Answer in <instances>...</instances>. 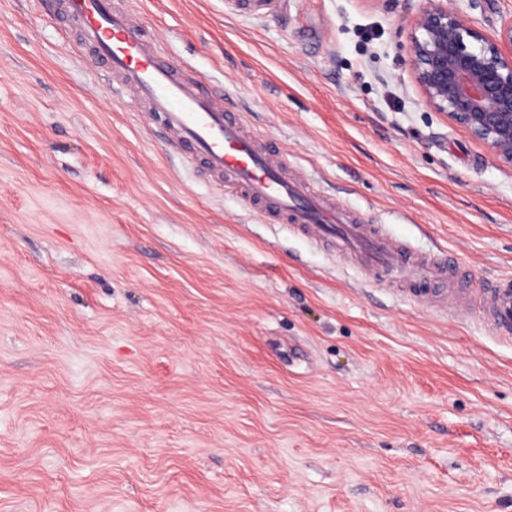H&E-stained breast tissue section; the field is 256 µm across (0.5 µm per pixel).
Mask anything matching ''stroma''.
Listing matches in <instances>:
<instances>
[{
  "label": "stroma",
  "instance_id": "stroma-1",
  "mask_svg": "<svg viewBox=\"0 0 512 512\" xmlns=\"http://www.w3.org/2000/svg\"><path fill=\"white\" fill-rule=\"evenodd\" d=\"M426 0H133L361 223L512 277V169L428 107ZM485 37L512 0H448ZM0 0V512H512V342L267 223Z\"/></svg>",
  "mask_w": 512,
  "mask_h": 512
}]
</instances>
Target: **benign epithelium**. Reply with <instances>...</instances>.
I'll use <instances>...</instances> for the list:
<instances>
[{
  "label": "benign epithelium",
  "mask_w": 512,
  "mask_h": 512,
  "mask_svg": "<svg viewBox=\"0 0 512 512\" xmlns=\"http://www.w3.org/2000/svg\"><path fill=\"white\" fill-rule=\"evenodd\" d=\"M409 41L426 105L512 168V21L490 40L448 0H428L411 24Z\"/></svg>",
  "instance_id": "obj_1"
}]
</instances>
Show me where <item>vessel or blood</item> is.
I'll use <instances>...</instances> for the list:
<instances>
[{"label":"vessel or blood","instance_id":"vessel-or-blood-1","mask_svg":"<svg viewBox=\"0 0 512 512\" xmlns=\"http://www.w3.org/2000/svg\"><path fill=\"white\" fill-rule=\"evenodd\" d=\"M68 15L80 25L81 39L109 75L122 76L118 101L145 106L156 129L187 150L213 177L256 204L269 221L288 224L330 245L342 258L367 272L393 275L414 260L408 247L382 230L353 223L349 214L303 177L285 173L282 155L248 135L241 115L212 96L201 80L169 62L163 49L134 22L122 0H67ZM413 296L443 306L448 314L474 313L501 339H512V285L447 290L423 285Z\"/></svg>","mask_w":512,"mask_h":512}]
</instances>
